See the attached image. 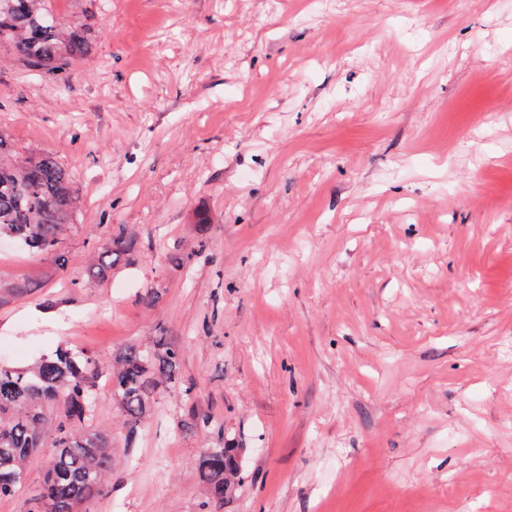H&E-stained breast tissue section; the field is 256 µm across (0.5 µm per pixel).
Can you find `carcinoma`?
<instances>
[{
    "label": "carcinoma",
    "instance_id": "cac0c4a2",
    "mask_svg": "<svg viewBox=\"0 0 512 512\" xmlns=\"http://www.w3.org/2000/svg\"><path fill=\"white\" fill-rule=\"evenodd\" d=\"M0 48H8L23 64L56 78L87 51L83 25L55 16L49 0H0ZM76 201L70 174L43 154L18 162L9 158L0 136V238L43 255L54 253L65 225L73 223ZM112 257L94 264L90 279L100 280L130 251L123 232L102 245ZM179 349L162 340L147 348L130 344L115 354L109 378L112 397L130 427L146 418L153 391L175 382ZM98 363L67 350L42 356L29 371L0 364V499L15 496L26 479L25 463L43 447L45 408L62 402L52 451L47 457L41 512H94L106 494L112 470V446L103 428L83 429L94 418ZM239 449L231 443L205 448L200 476L207 497L200 512H215L240 483Z\"/></svg>",
    "mask_w": 512,
    "mask_h": 512
}]
</instances>
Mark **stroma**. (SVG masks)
I'll return each mask as SVG.
<instances>
[{"label":"stroma","mask_w":512,"mask_h":512,"mask_svg":"<svg viewBox=\"0 0 512 512\" xmlns=\"http://www.w3.org/2000/svg\"><path fill=\"white\" fill-rule=\"evenodd\" d=\"M49 4L89 49L65 84L0 49V135L71 173L76 222L0 247V362L180 351L136 428L99 381L96 512H198L228 439L216 512H512V0ZM130 244V241L127 240L123 232L119 231L113 234L112 238L101 247L104 253L107 254L106 257H112V260L105 265L99 263L93 264L90 268L91 275L89 279L93 281L103 279L106 271L110 269L122 255H126V252L130 251ZM242 465L239 448L224 442V448H205L200 457V476L207 497L200 512H215L216 505L230 498L240 483Z\"/></svg>","instance_id":"obj_1"}]
</instances>
